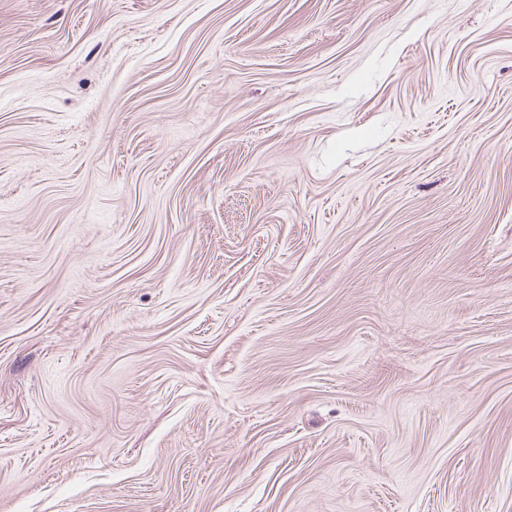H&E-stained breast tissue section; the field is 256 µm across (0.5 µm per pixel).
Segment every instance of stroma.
I'll return each mask as SVG.
<instances>
[{
	"label": "stroma",
	"instance_id": "obj_1",
	"mask_svg": "<svg viewBox=\"0 0 512 512\" xmlns=\"http://www.w3.org/2000/svg\"><path fill=\"white\" fill-rule=\"evenodd\" d=\"M0 512H512V0H0Z\"/></svg>",
	"mask_w": 512,
	"mask_h": 512
}]
</instances>
